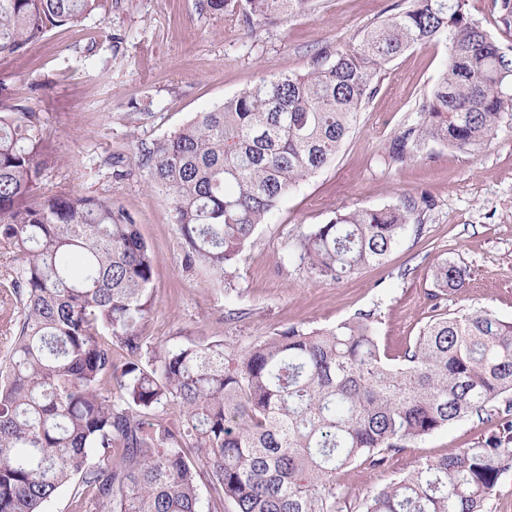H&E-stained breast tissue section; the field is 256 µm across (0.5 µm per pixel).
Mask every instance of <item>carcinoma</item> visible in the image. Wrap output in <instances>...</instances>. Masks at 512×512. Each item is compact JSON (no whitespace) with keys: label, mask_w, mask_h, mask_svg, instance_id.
Listing matches in <instances>:
<instances>
[{"label":"carcinoma","mask_w":512,"mask_h":512,"mask_svg":"<svg viewBox=\"0 0 512 512\" xmlns=\"http://www.w3.org/2000/svg\"><path fill=\"white\" fill-rule=\"evenodd\" d=\"M103 0H0V60L53 27L80 26ZM512 29V0H494ZM312 0H201L249 24L307 13ZM448 40V61L387 162L430 143L479 151L512 106V63L473 20L471 0H409L354 40L323 47L303 72L261 77L173 134L142 142L135 165L173 205L185 262L225 275L288 191L325 167L404 51ZM0 80V244L18 262L0 301L21 314L0 357V512H41L66 486L106 512H202L206 475L234 512H343L339 476L468 419L512 411V322L486 308L441 313L395 365L372 313L331 329L285 328L245 353L222 340L151 348L153 260L123 208L60 190L27 197L42 177L38 118L7 104ZM406 200L339 213L301 240L318 279L380 264L425 208ZM466 271L446 259L437 287ZM179 424L143 416L169 403ZM512 468V421L477 446L419 463L366 497L360 512H487Z\"/></svg>","instance_id":"1"}]
</instances>
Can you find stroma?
<instances>
[{
	"instance_id": "35a3bbf8",
	"label": "stroma",
	"mask_w": 512,
	"mask_h": 512,
	"mask_svg": "<svg viewBox=\"0 0 512 512\" xmlns=\"http://www.w3.org/2000/svg\"><path fill=\"white\" fill-rule=\"evenodd\" d=\"M401 0H314L304 15L249 25L201 11L198 0H104L80 27L52 28L5 62L13 102L40 119L43 176L30 203L60 190L114 202L135 220L154 265V306L139 325L148 345L207 337L244 352L284 328L328 329L374 314L382 351L400 352L436 313L486 307L512 322V111L476 154L429 144L402 165L383 159L388 140L414 123L448 58L445 42L404 51L335 161L300 182L257 227L229 275L187 267L173 206L134 168L112 178V159L162 138L260 77L306 68L318 48L345 43L394 13ZM427 199L382 264L341 281L312 278L299 243L335 212ZM441 258L465 269L458 292L436 288ZM478 420L406 445L379 468L353 466L340 480L354 507L419 462L474 446Z\"/></svg>"
}]
</instances>
